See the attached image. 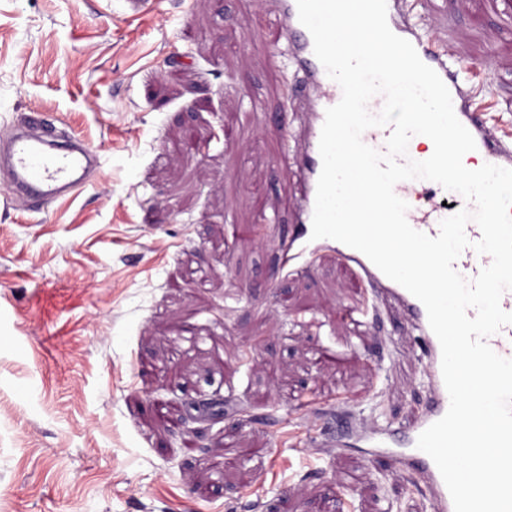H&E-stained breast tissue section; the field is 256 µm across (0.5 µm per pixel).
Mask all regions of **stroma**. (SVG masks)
Here are the masks:
<instances>
[{
    "instance_id": "stroma-1",
    "label": "stroma",
    "mask_w": 512,
    "mask_h": 512,
    "mask_svg": "<svg viewBox=\"0 0 512 512\" xmlns=\"http://www.w3.org/2000/svg\"><path fill=\"white\" fill-rule=\"evenodd\" d=\"M410 2L483 65L485 127L512 145V0ZM283 49L269 0H0V142L36 112L101 156L40 212L0 197V512H433L367 434L426 404L405 323L350 319L363 296L330 246L281 266L297 196L277 159L303 121Z\"/></svg>"
}]
</instances>
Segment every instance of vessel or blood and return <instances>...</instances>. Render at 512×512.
Returning a JSON list of instances; mask_svg holds the SVG:
<instances>
[{
  "instance_id": "vessel-or-blood-1",
  "label": "vessel or blood",
  "mask_w": 512,
  "mask_h": 512,
  "mask_svg": "<svg viewBox=\"0 0 512 512\" xmlns=\"http://www.w3.org/2000/svg\"><path fill=\"white\" fill-rule=\"evenodd\" d=\"M276 16L281 21L288 43L293 47L297 65L303 74L302 92H318L312 115L304 129L306 148L300 157L287 158L286 164L298 176L299 235L283 245L289 269L300 271L312 260L311 232L315 206L317 181L322 168L319 139L327 108L336 105L342 94L328 89V75L314 54L310 32L300 23L296 0H274ZM413 45L420 59L434 69L450 91L456 117L472 134L476 142L475 153L483 162L512 169V152L500 141L489 137L483 130L481 112L483 102L465 105L462 100V84L459 80L460 64L450 62L436 45L414 40ZM27 131L17 134L7 147L0 149V166L8 168L10 180L0 194L8 200H22L29 208L38 209L47 203L63 198L78 186L89 183L99 170L97 156L80 144L58 149L53 144V133L44 128L38 118H31ZM435 182L428 180H404L394 191L409 202L407 220L416 230L429 236H437L441 220L453 214L451 206L436 205L426 209L414 207L419 196L435 190ZM470 242L462 251L454 267L466 279H474L480 270L491 262L489 255L477 253L474 242L481 238L476 223L465 227ZM338 259L353 266L357 283L362 292L372 293L378 300H392L400 305L404 320L415 335L418 356L424 374L431 383L429 398L424 412L409 424H393L386 432L383 454L414 471L423 482L433 512H454L447 487L433 460L416 446L418 436L431 424L442 418L449 407V396L441 372V348L432 332L424 305L398 283L387 278L363 253L345 244H337Z\"/></svg>"
}]
</instances>
